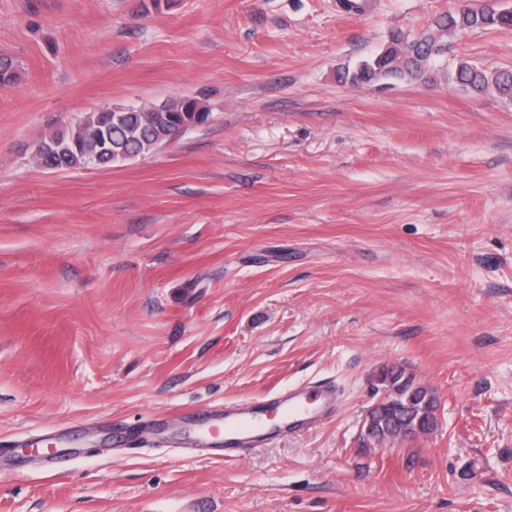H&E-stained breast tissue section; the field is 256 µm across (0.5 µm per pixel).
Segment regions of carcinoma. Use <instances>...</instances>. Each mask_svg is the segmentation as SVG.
Wrapping results in <instances>:
<instances>
[{
  "mask_svg": "<svg viewBox=\"0 0 512 512\" xmlns=\"http://www.w3.org/2000/svg\"><path fill=\"white\" fill-rule=\"evenodd\" d=\"M432 26L433 29L413 40L399 33L392 35L383 50L354 71H345L340 79L353 85L382 78L420 79L429 72L427 65L447 51L445 37L467 29L510 28L512 10L489 13L467 7L435 17ZM446 80L475 95L493 90L512 100V72L508 70L489 72L462 62ZM209 117V108L201 100L188 96L146 106L140 112H130L122 106L102 108L86 113L69 128L42 140L36 162L50 170L80 169L97 156L98 166L111 167L113 163L102 153L103 139H108L110 150L139 157L171 141L179 129L197 127ZM379 382L383 385L384 397L379 406L369 410L374 417V439L386 438L392 432L393 423L404 418L420 419L422 430L428 434L436 430L435 395L415 382L404 367L382 368Z\"/></svg>",
  "mask_w": 512,
  "mask_h": 512,
  "instance_id": "cac0c4a2",
  "label": "carcinoma"
}]
</instances>
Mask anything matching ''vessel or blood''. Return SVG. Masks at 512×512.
Masks as SVG:
<instances>
[{"label":"vessel or blood","mask_w":512,"mask_h":512,"mask_svg":"<svg viewBox=\"0 0 512 512\" xmlns=\"http://www.w3.org/2000/svg\"><path fill=\"white\" fill-rule=\"evenodd\" d=\"M338 398L334 385L321 383L277 392L256 404L243 402L232 409L213 406L202 412L190 411L184 420L198 439L221 443L228 449L242 452L255 444L271 426L285 424L297 431L314 429L322 417L333 412ZM33 446L54 465L63 462L67 456L53 437L34 441Z\"/></svg>","instance_id":"1"}]
</instances>
